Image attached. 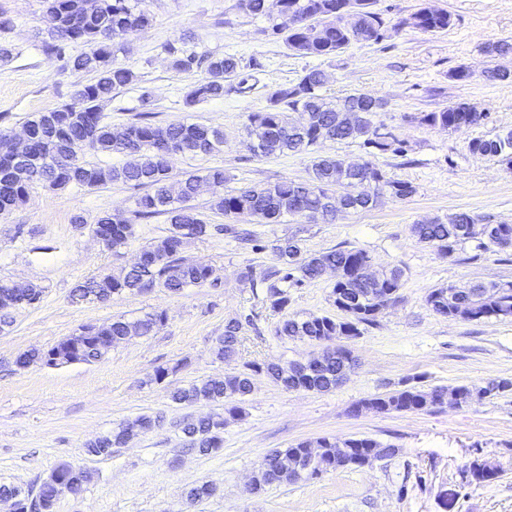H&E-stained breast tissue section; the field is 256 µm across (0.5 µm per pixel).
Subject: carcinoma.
<instances>
[{
  "instance_id": "cac0c4a2",
  "label": "carcinoma",
  "mask_w": 512,
  "mask_h": 512,
  "mask_svg": "<svg viewBox=\"0 0 512 512\" xmlns=\"http://www.w3.org/2000/svg\"><path fill=\"white\" fill-rule=\"evenodd\" d=\"M353 2L358 13L357 24L366 42L380 43L404 26L423 32L438 33L452 24L451 14L429 5L420 7L410 17L395 24L376 8L377 0H239L240 8L256 19L268 23L265 31L282 40L286 48L301 56L327 57L336 55L351 43L361 40L350 26V20L336 15V5ZM47 11L56 20L58 33L51 51L62 53V45L83 43L90 50L70 59L73 69L94 74L91 82L81 86L72 102L48 112L34 114L29 120L33 131L30 161L16 174L9 166V134L0 131V216L8 215L24 203L30 189L42 186L63 190L72 185L96 189L108 183L122 182L145 193L136 199L135 217L147 220L157 215L167 218L168 234L142 247L143 260L120 275L98 274L85 279L71 291L72 301H108L122 293H143L159 290L178 294L187 288L216 286L213 269L203 261L186 263L180 257L184 244L191 239L207 236L209 224L189 205L198 194L199 186L211 187L210 209L227 219L215 230L242 241L251 235L236 228L234 220L240 215L255 217L264 224H277L286 216L300 217L311 223L331 224L336 219V193H349L346 204L352 210L372 209L383 199H406L416 192L409 182L395 180L372 161L355 170L337 157H319L312 161L304 181L283 180L274 184L251 186L224 191L226 177L220 166L205 170L202 175L186 173L176 181L171 179L174 160L184 156L218 153L224 146L223 132L199 122L151 120V95L144 91L140 100L144 111L117 133L102 118L103 103L112 94L136 80L134 71L114 58V40L140 30L150 23L147 12L140 9L138 0H46ZM288 12L298 15L302 24L289 29L278 23V15ZM172 66L183 72H201L185 96L184 105L191 109L208 100L224 96V79L235 74L239 61L232 55H198L167 47ZM325 74L310 68L296 81L279 85L269 91L268 104L259 112L248 115L245 126L247 145L257 157L306 154L324 140L357 142L369 154L405 152L403 142L375 117L384 107L381 98L366 93H353L334 101L324 98L320 90ZM489 113L474 112L469 104L459 102L439 112L423 115L421 121L456 131L484 125ZM473 154L497 158L512 165V130L491 138H474L468 144ZM93 151L121 154L126 161L120 166L103 167L83 159L82 154ZM475 218L465 212L448 218V222L412 225L417 239L446 255L453 247L469 238L468 228ZM488 240L505 249L512 247V224L486 225ZM91 230L106 237L107 247L117 253L134 236V225L119 214L102 213ZM275 249L280 264L273 270H258L246 266L240 280L251 290L261 291L263 300L277 313L288 309V289L299 288L322 278L328 269H340L344 279L334 283L333 304L347 318L330 316L298 318L284 316L275 328L282 339H301L319 345L336 338L360 335L359 325H372L381 310L395 301L402 287L403 270L375 267L368 251L361 248H336L319 253L303 251L296 237L277 240ZM44 288L29 284L21 288L0 283V329L10 325V310L38 304ZM427 304L438 315L455 319L477 320L495 317L512 319V284L478 283L469 287L446 285L433 289ZM162 310L146 314L135 321L116 319L96 326L92 337L78 350L65 344H55L58 354L76 363L101 360L109 348L127 336H148L165 322ZM252 324L250 317L233 318L224 322V334L217 340L216 356L226 362L238 357L245 328ZM350 352L325 356L305 372L295 365L281 366L252 361L244 369L222 378L193 382L172 393V400L181 405L200 401H230L231 417L242 414L239 403L254 388L253 376L264 374L287 390L327 392L338 386L339 375L351 370ZM512 387L509 381H490L483 386L458 387L461 402L483 400ZM438 388L421 390L408 387L364 400L380 413L426 411L438 409L435 395ZM226 418L220 413L198 421H190L183 433L198 452L209 455L223 448ZM154 420L139 416L119 425L107 434L86 444L90 456H108L112 448L125 444L139 432L152 427ZM399 449L382 446L368 437L300 441L289 448L270 450L255 472L256 493L278 483H296L314 479L322 473L352 466L362 468L377 461L395 457ZM487 464L474 460L464 471L468 481H489L497 472H487ZM59 486L41 484L23 490L16 486L0 485V498L16 500L17 512H33L41 502L44 512H54L62 486L77 494L82 488L73 469L61 464L56 468Z\"/></svg>"
}]
</instances>
